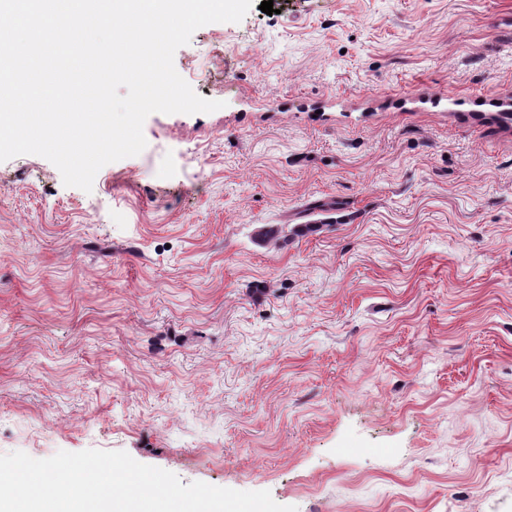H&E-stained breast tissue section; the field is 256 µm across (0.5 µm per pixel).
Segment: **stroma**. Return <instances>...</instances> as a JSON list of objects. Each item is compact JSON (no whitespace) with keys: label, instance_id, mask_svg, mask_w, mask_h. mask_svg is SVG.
<instances>
[{"label":"stroma","instance_id":"stroma-1","mask_svg":"<svg viewBox=\"0 0 512 512\" xmlns=\"http://www.w3.org/2000/svg\"><path fill=\"white\" fill-rule=\"evenodd\" d=\"M92 192L0 162V454L298 512H512V0H273Z\"/></svg>","mask_w":512,"mask_h":512}]
</instances>
